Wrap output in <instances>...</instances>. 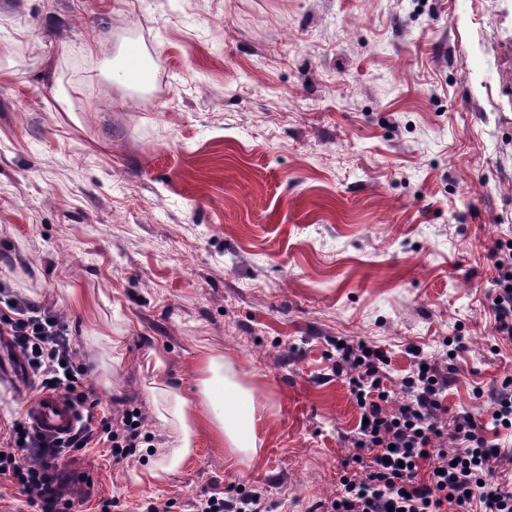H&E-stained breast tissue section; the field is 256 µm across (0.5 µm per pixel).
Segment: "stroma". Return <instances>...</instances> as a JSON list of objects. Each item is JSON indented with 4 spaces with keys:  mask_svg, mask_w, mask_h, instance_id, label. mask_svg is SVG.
<instances>
[{
    "mask_svg": "<svg viewBox=\"0 0 512 512\" xmlns=\"http://www.w3.org/2000/svg\"><path fill=\"white\" fill-rule=\"evenodd\" d=\"M510 238L512 0H0V282L66 316L102 411L146 418L130 462L73 452L93 499L333 497L343 341L386 353L398 399L422 349L489 418ZM202 353L251 388L257 453L229 465L203 420L151 477L152 390H198ZM507 249V252L504 250ZM496 249L500 252V273L495 281V296L491 311L494 317L495 330L501 339L512 343V239L498 241Z\"/></svg>",
    "mask_w": 512,
    "mask_h": 512,
    "instance_id": "1",
    "label": "stroma"
}]
</instances>
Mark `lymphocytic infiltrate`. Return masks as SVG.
I'll return each instance as SVG.
<instances>
[{
	"label": "lymphocytic infiltrate",
	"instance_id": "lymphocytic-infiltrate-1",
	"mask_svg": "<svg viewBox=\"0 0 512 512\" xmlns=\"http://www.w3.org/2000/svg\"><path fill=\"white\" fill-rule=\"evenodd\" d=\"M500 273L491 311L495 330L512 343V239L497 242ZM0 335L25 354L34 393L61 392L84 405L82 423L67 437L53 438L14 423L0 444V479L16 484L35 512H75L87 496H74L70 455L108 442L121 462L138 446L144 417L136 409L96 419L70 345L64 315L0 288ZM415 366L402 380L405 396L394 400L383 384L388 358L374 347L346 343L337 350L336 371L347 374L363 419L351 438L366 452L362 472L342 477L333 499L309 512H512V486L496 482L495 464L512 466V378L491 394L496 412L484 423L470 411L449 413L450 379L436 362L413 350ZM274 504L248 486L235 495L205 489L193 512H273Z\"/></svg>",
	"mask_w": 512,
	"mask_h": 512
}]
</instances>
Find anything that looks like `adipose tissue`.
Wrapping results in <instances>:
<instances>
[{
    "label": "adipose tissue",
    "mask_w": 512,
    "mask_h": 512,
    "mask_svg": "<svg viewBox=\"0 0 512 512\" xmlns=\"http://www.w3.org/2000/svg\"><path fill=\"white\" fill-rule=\"evenodd\" d=\"M224 359L207 355L199 360L201 406L211 413L219 442L229 462L241 465L257 452L253 426L256 407L249 389L224 382ZM224 387V404L216 406L212 393L216 385Z\"/></svg>",
    "instance_id": "obj_1"
}]
</instances>
